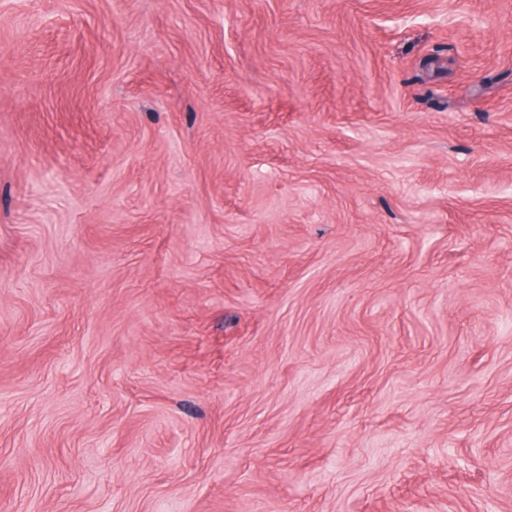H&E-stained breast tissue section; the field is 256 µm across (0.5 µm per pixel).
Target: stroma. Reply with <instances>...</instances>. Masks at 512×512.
I'll return each mask as SVG.
<instances>
[{
	"label": "stroma",
	"instance_id": "35a3bbf8",
	"mask_svg": "<svg viewBox=\"0 0 512 512\" xmlns=\"http://www.w3.org/2000/svg\"><path fill=\"white\" fill-rule=\"evenodd\" d=\"M0 512H512V0H0Z\"/></svg>",
	"mask_w": 512,
	"mask_h": 512
}]
</instances>
